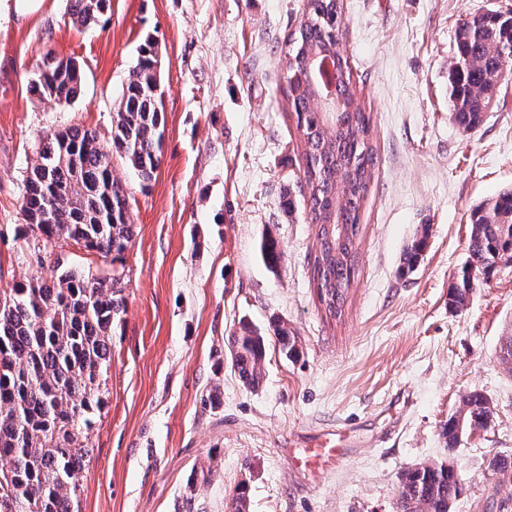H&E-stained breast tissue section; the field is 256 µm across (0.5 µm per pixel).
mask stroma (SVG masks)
Here are the masks:
<instances>
[{"mask_svg": "<svg viewBox=\"0 0 512 512\" xmlns=\"http://www.w3.org/2000/svg\"><path fill=\"white\" fill-rule=\"evenodd\" d=\"M306 0H112L99 25L73 24L69 0L28 17L0 11V289L58 264L104 274L110 259L67 245L43 267L19 238L24 179L41 134L107 133L146 37L158 44L165 126L148 187L120 159L135 236L124 253L126 312L112 329L107 401L77 476L80 512H396L410 467L451 460L452 512H512V262L468 305L451 286L468 259L469 215L512 188V62L482 123L449 105L460 19L512 0H342L339 49L371 114L377 164L361 214L355 276L339 320L312 281L315 227L300 192L301 138L281 93L284 38ZM79 62L81 96L59 108L28 82L45 51ZM429 235L413 271L401 254ZM276 238L278 272L257 243ZM284 320L297 353L269 338L263 378L243 385L229 341ZM480 392L490 426L447 450L442 428ZM337 430L347 454L297 470L304 441Z\"/></svg>", "mask_w": 512, "mask_h": 512, "instance_id": "35a3bbf8", "label": "stroma"}]
</instances>
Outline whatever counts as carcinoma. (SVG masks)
I'll use <instances>...</instances> for the list:
<instances>
[{"label":"carcinoma","mask_w":512,"mask_h":512,"mask_svg":"<svg viewBox=\"0 0 512 512\" xmlns=\"http://www.w3.org/2000/svg\"><path fill=\"white\" fill-rule=\"evenodd\" d=\"M111 9V0H71L70 15L92 28ZM341 31L339 0H307L300 28L288 34L281 65L288 112L302 137V181L308 223L315 225L316 252L312 278L317 299L332 319L342 313L355 274L357 240L375 153L370 143L371 116L349 64L336 85L340 110L313 107L307 68L312 55L336 54ZM456 64L450 77L449 103L465 130L482 122L497 91L495 78L512 60V16L484 14L463 20L456 31ZM155 44L146 40L112 112V145L97 131L79 126L39 136L36 156L25 179L19 228L26 246L43 244L44 255L72 243L87 252L122 263L134 237L127 192L112 174L116 153L142 186L154 177L162 155L164 113L154 92L161 81ZM64 60L48 65L49 79L30 88L39 97L50 93L70 104L79 94L82 73L64 71ZM469 262L451 287L449 304L465 306L481 276L495 259L512 253V189L477 206L470 215ZM427 228L403 251L412 269L422 254ZM259 254L277 272L283 261L279 242L262 238ZM123 272L95 276L67 268L52 281L32 277L0 289V500L14 494L25 512H75L76 474L91 453L87 436L106 404L105 382L112 366V328L126 311ZM283 354L296 353L286 323L273 325ZM266 333L245 324L232 338L230 356L244 385L260 382ZM462 415L443 427L448 450L459 442L457 429L488 421L489 400L472 392L461 400ZM459 495V477L448 462L405 470L399 480L398 512H448Z\"/></svg>","instance_id":"1"}]
</instances>
